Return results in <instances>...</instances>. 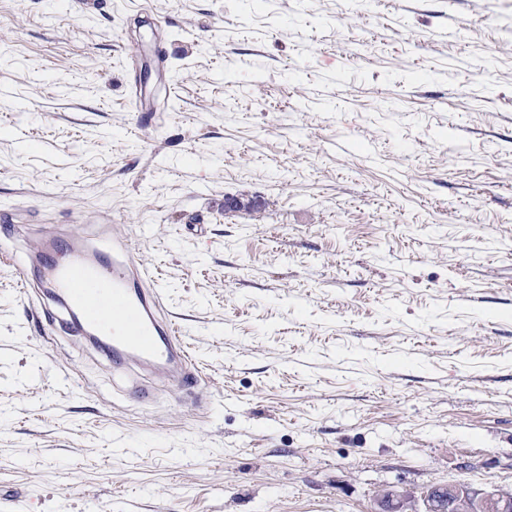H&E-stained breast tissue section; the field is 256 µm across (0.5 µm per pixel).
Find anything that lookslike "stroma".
<instances>
[{
	"label": "stroma",
	"instance_id": "35a3bbf8",
	"mask_svg": "<svg viewBox=\"0 0 512 512\" xmlns=\"http://www.w3.org/2000/svg\"><path fill=\"white\" fill-rule=\"evenodd\" d=\"M100 221L198 385L0 263V512L512 488V0H0V245Z\"/></svg>",
	"mask_w": 512,
	"mask_h": 512
}]
</instances>
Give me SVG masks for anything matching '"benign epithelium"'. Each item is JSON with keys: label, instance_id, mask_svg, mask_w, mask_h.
Here are the masks:
<instances>
[{"label": "benign epithelium", "instance_id": "1", "mask_svg": "<svg viewBox=\"0 0 512 512\" xmlns=\"http://www.w3.org/2000/svg\"><path fill=\"white\" fill-rule=\"evenodd\" d=\"M375 512H512V490L492 482L480 488L450 483L417 497L404 489L386 488L376 495Z\"/></svg>", "mask_w": 512, "mask_h": 512}]
</instances>
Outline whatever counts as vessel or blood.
<instances>
[{
    "instance_id": "b4317fda",
    "label": "vessel or blood",
    "mask_w": 512,
    "mask_h": 512,
    "mask_svg": "<svg viewBox=\"0 0 512 512\" xmlns=\"http://www.w3.org/2000/svg\"><path fill=\"white\" fill-rule=\"evenodd\" d=\"M62 243L72 259L52 267L45 286L68 315L67 331L91 337L113 364H174L179 368L178 382L194 379L181 329L163 316L162 298L134 260L131 242L113 238L108 252L84 236L70 235Z\"/></svg>"
}]
</instances>
